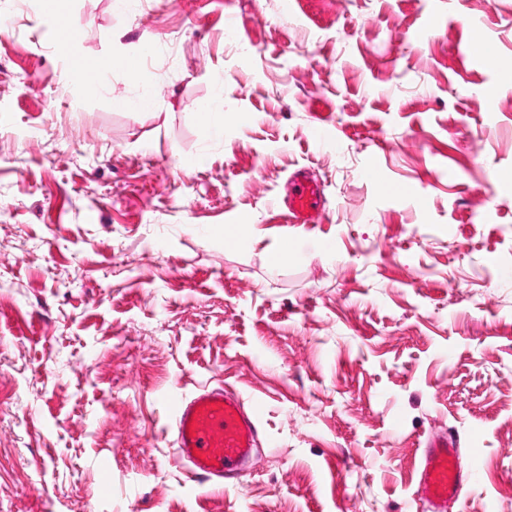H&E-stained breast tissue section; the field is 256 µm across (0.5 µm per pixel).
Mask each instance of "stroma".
<instances>
[{
  "instance_id": "35a3bbf8",
  "label": "stroma",
  "mask_w": 512,
  "mask_h": 512,
  "mask_svg": "<svg viewBox=\"0 0 512 512\" xmlns=\"http://www.w3.org/2000/svg\"><path fill=\"white\" fill-rule=\"evenodd\" d=\"M221 385L265 411L207 494L163 396ZM441 433L512 512V0H0V512H423ZM289 224L304 227L315 224V219L323 212L326 198L319 183L306 171H296L288 179V193L283 199Z\"/></svg>"
}]
</instances>
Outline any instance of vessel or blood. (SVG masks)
Wrapping results in <instances>:
<instances>
[{"label":"vessel or blood","mask_w":512,"mask_h":512,"mask_svg":"<svg viewBox=\"0 0 512 512\" xmlns=\"http://www.w3.org/2000/svg\"><path fill=\"white\" fill-rule=\"evenodd\" d=\"M325 204L323 190L307 172L297 171L289 177L283 199L289 223H314ZM166 405L174 424V459L189 480L209 487L237 486L256 456L263 403L244 402L217 387L189 399L167 398ZM471 478L453 440L445 436L427 439L420 456L417 495L429 512H448L452 505L462 503L463 488Z\"/></svg>","instance_id":"obj_1"}]
</instances>
